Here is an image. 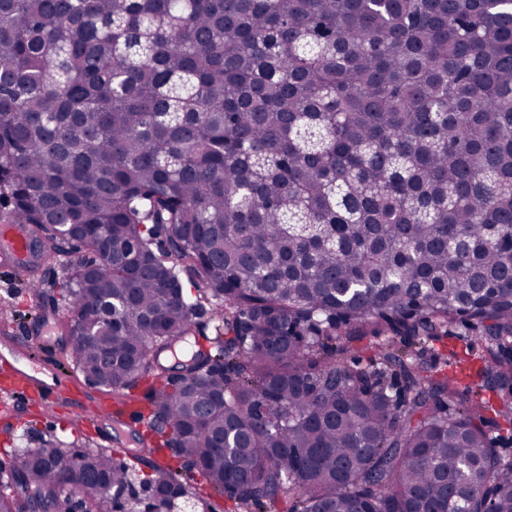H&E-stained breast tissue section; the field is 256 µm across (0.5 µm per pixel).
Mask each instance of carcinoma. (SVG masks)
Masks as SVG:
<instances>
[{
    "mask_svg": "<svg viewBox=\"0 0 512 512\" xmlns=\"http://www.w3.org/2000/svg\"><path fill=\"white\" fill-rule=\"evenodd\" d=\"M3 199L67 270V360L159 381L141 422L237 512H512L469 388L412 349L471 321L512 413V4L0 0ZM202 300L215 347L180 359ZM369 335L407 350L348 356ZM29 454L0 512H140L108 452Z\"/></svg>",
    "mask_w": 512,
    "mask_h": 512,
    "instance_id": "carcinoma-1",
    "label": "carcinoma"
}]
</instances>
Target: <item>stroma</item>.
Here are the masks:
<instances>
[{"mask_svg":"<svg viewBox=\"0 0 512 512\" xmlns=\"http://www.w3.org/2000/svg\"><path fill=\"white\" fill-rule=\"evenodd\" d=\"M63 277L61 270H39L22 275L14 266L0 262V311L8 316V329L0 333V374L18 370L44 382H51L52 373L44 368L35 354V347L44 337H51L55 351H62L66 338L59 329L65 314L61 295L55 284ZM482 350L483 344L474 333L455 327L451 336L426 346L425 356L445 373L457 374L461 385L474 389L476 401H484L488 394L479 389L478 381L460 373L455 355L465 347ZM62 370L73 380L75 399L64 400L53 407H45L38 400H30L14 408L10 419L0 418V460L9 461L28 448L44 440H57L75 449L106 450L115 462H123L124 449L138 448V438L144 433L140 426L124 427L111 417L89 418L96 403L109 400L111 390L88 384L74 365L62 363ZM181 480L188 488L178 501L180 512H236L227 495L208 491L205 499L197 492L202 477L190 467H182Z\"/></svg>","mask_w":512,"mask_h":512,"instance_id":"stroma-1","label":"stroma"}]
</instances>
